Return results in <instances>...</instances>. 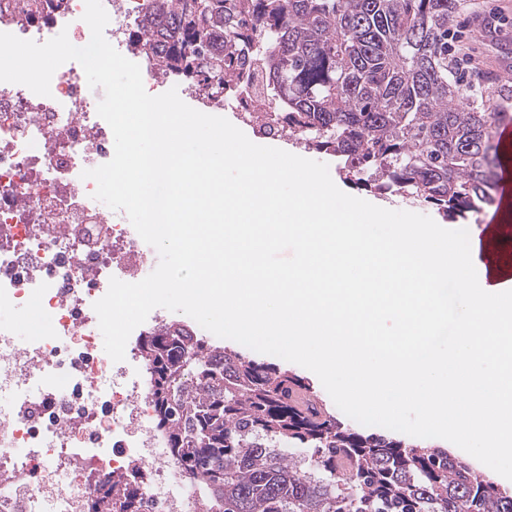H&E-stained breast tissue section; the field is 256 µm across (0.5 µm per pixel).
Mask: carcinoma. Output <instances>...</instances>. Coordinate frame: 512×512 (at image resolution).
I'll use <instances>...</instances> for the list:
<instances>
[{"label":"carcinoma","mask_w":512,"mask_h":512,"mask_svg":"<svg viewBox=\"0 0 512 512\" xmlns=\"http://www.w3.org/2000/svg\"><path fill=\"white\" fill-rule=\"evenodd\" d=\"M458 0H172L130 38L160 51L194 87L218 96L255 54L254 90L286 100L290 134L345 159L380 193H402L466 218L499 193L508 160L512 79L500 111L448 69ZM158 425L188 479L223 512H512L463 460L429 445L365 435L331 416L299 379L168 323L144 336ZM308 398L297 405L291 392ZM311 448L286 460L283 448ZM137 491L107 512H137Z\"/></svg>","instance_id":"cac0c4a2"}]
</instances>
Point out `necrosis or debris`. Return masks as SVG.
Listing matches in <instances>:
<instances>
[{
	"label": "necrosis or debris",
	"instance_id": "4bbe7bcc",
	"mask_svg": "<svg viewBox=\"0 0 512 512\" xmlns=\"http://www.w3.org/2000/svg\"><path fill=\"white\" fill-rule=\"evenodd\" d=\"M107 41L143 64L149 90L176 79L127 32L158 0H101ZM85 0H0V32L43 43L68 31L91 38ZM69 61L50 96L0 83V312L37 310L43 322L16 344L0 325V512H90L114 484L135 483L139 512H202L156 423L140 337L167 322L160 311L130 335L125 359H104L93 304L110 278L132 283L152 261L125 214L100 207L84 170L111 160L113 133ZM60 232L44 236V227Z\"/></svg>",
	"mask_w": 512,
	"mask_h": 512
}]
</instances>
